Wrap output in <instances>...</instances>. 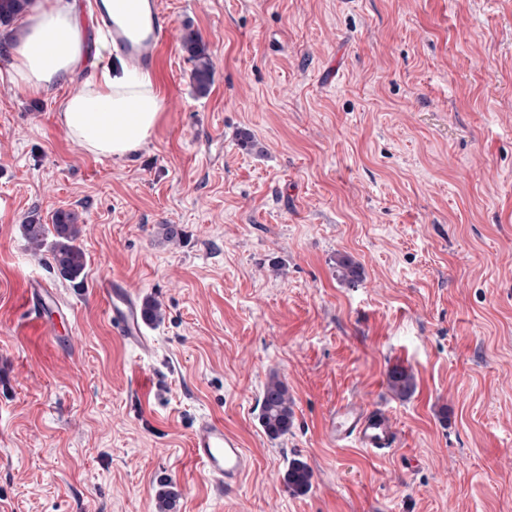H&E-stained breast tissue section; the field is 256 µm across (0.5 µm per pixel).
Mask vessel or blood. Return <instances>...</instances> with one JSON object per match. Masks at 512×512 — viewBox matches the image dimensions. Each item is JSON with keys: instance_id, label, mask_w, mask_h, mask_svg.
<instances>
[{"instance_id": "b4317fda", "label": "vessel or blood", "mask_w": 512, "mask_h": 512, "mask_svg": "<svg viewBox=\"0 0 512 512\" xmlns=\"http://www.w3.org/2000/svg\"><path fill=\"white\" fill-rule=\"evenodd\" d=\"M92 11L99 27L108 30L112 47L129 64L142 69L155 67L156 49L170 39L173 29L172 18L161 0H123L122 8L110 12L96 2ZM95 292L107 306L114 333L140 354H152L154 342L144 330L143 309L126 282L103 275L95 284ZM27 295L40 324L68 313L56 290L42 280L30 281ZM325 433L337 446H355L376 457L391 454L399 440L390 413L359 400L333 409L326 420ZM191 449L197 463L224 490L239 486L251 468V459L239 438L225 430L223 423L206 416L197 422Z\"/></svg>"}]
</instances>
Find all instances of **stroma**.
I'll return each mask as SVG.
<instances>
[{
	"label": "stroma",
	"mask_w": 512,
	"mask_h": 512,
	"mask_svg": "<svg viewBox=\"0 0 512 512\" xmlns=\"http://www.w3.org/2000/svg\"><path fill=\"white\" fill-rule=\"evenodd\" d=\"M164 6V114L129 156L72 141L59 89L0 81V512H157L164 488L175 512H512V0ZM81 21L77 82L120 71ZM60 209L81 216L79 283L23 232ZM104 274L159 303L153 354L113 333ZM35 277L70 307L58 331L24 305ZM273 373L295 414L278 439L258 419ZM355 397L391 411V455L327 439ZM202 416L251 457L232 492L191 454ZM184 44L195 62L192 78L199 94H206L212 82V64L209 55L196 33L184 37ZM283 480L293 493H303L311 486L312 472L304 461L294 459L288 464Z\"/></svg>",
	"instance_id": "stroma-1"
}]
</instances>
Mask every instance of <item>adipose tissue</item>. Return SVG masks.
<instances>
[{
    "mask_svg": "<svg viewBox=\"0 0 512 512\" xmlns=\"http://www.w3.org/2000/svg\"><path fill=\"white\" fill-rule=\"evenodd\" d=\"M11 53L10 66L0 76L25 94L66 87L60 123L87 153L123 157L154 134L164 99L149 73L106 72L100 81L75 84L83 64L77 0H34Z\"/></svg>",
    "mask_w": 512,
    "mask_h": 512,
    "instance_id": "1",
    "label": "adipose tissue"
}]
</instances>
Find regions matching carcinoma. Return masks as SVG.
<instances>
[{
	"label": "carcinoma",
	"instance_id": "cac0c4a2",
	"mask_svg": "<svg viewBox=\"0 0 512 512\" xmlns=\"http://www.w3.org/2000/svg\"><path fill=\"white\" fill-rule=\"evenodd\" d=\"M31 0H0V24L12 20L27 11ZM184 44L195 62L192 78L195 89L200 94L208 92L212 82V64L202 45L201 38L195 33L184 37ZM78 217L71 211L59 210L52 216L50 224H26V236L36 250L45 247L47 240H52L51 254L59 273L72 280L84 276L86 254L78 243L81 227ZM336 268L345 281H351L359 275V266L348 257L336 260ZM393 390L399 395H406L412 386V377L404 369H395L389 376ZM294 413L288 397V387L279 378L273 376L264 387L260 400L259 421L264 431L272 438L285 436L293 426ZM288 489L294 493H303L311 486L312 472L308 465L294 459L283 474Z\"/></svg>",
	"mask_w": 512,
	"mask_h": 512
}]
</instances>
